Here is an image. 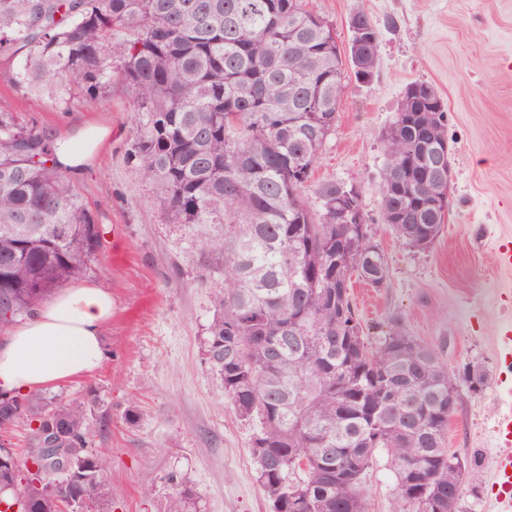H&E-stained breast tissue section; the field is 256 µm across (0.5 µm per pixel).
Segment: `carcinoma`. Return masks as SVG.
<instances>
[{"instance_id":"1","label":"carcinoma","mask_w":512,"mask_h":512,"mask_svg":"<svg viewBox=\"0 0 512 512\" xmlns=\"http://www.w3.org/2000/svg\"><path fill=\"white\" fill-rule=\"evenodd\" d=\"M352 54L302 0H0V59L27 51L14 83L51 80L89 103L132 89L136 168L160 186L168 218L223 256L204 342L238 415L258 418L257 481L275 512H365L363 478L383 451L399 512H460L466 468L448 465V390L438 352L395 319L367 347L350 295L379 282V247L345 224L342 184L303 196L347 95L346 67L374 75L380 31L350 17ZM383 134L382 216L407 245L432 244L444 222L446 109L414 82ZM101 228L55 161L51 136L0 100V325L32 316L83 277ZM35 440L53 430L72 473L15 448L0 495L24 512H112L108 455L91 447L90 404L40 393L0 400ZM327 453L328 466L317 462ZM304 478L290 482V472ZM169 512H197L187 485Z\"/></svg>"}]
</instances>
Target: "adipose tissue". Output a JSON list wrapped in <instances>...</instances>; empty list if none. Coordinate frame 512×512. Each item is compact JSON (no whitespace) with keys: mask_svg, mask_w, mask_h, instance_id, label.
Here are the masks:
<instances>
[{"mask_svg":"<svg viewBox=\"0 0 512 512\" xmlns=\"http://www.w3.org/2000/svg\"><path fill=\"white\" fill-rule=\"evenodd\" d=\"M107 135L92 125L55 133L54 156L69 172H82ZM111 318L110 290L88 281L57 290L33 317L0 337V393L24 396L94 372L103 361L102 330Z\"/></svg>","mask_w":512,"mask_h":512,"instance_id":"ef3b65f1","label":"adipose tissue"}]
</instances>
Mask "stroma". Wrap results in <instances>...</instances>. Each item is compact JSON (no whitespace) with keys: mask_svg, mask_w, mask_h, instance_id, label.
<instances>
[{"mask_svg":"<svg viewBox=\"0 0 512 512\" xmlns=\"http://www.w3.org/2000/svg\"><path fill=\"white\" fill-rule=\"evenodd\" d=\"M307 10L351 36L365 11L380 30L373 80L347 75V96L304 188L357 187L372 239L388 267L376 287L353 280L351 300L369 348L399 317L458 376L446 445L474 477L461 512H489L492 452L502 411L512 405V355L502 328L512 323V270L500 267L498 240L512 237V0H304ZM24 56L0 61V98L20 120L56 132L93 123L108 129L94 163L72 180L103 230L88 280L110 289L112 318L104 358L92 374L46 389L88 396L92 445L112 459V512H168L182 480L198 512H272L257 481L251 440L258 421L241 418L206 360L210 293L222 276L217 256L163 212L159 187L129 158L137 130L133 92L120 81L100 101L58 99L49 82L13 78ZM434 86L447 110L453 203L434 242L414 249L381 214L382 135L408 84ZM484 370L474 391L460 376ZM396 478L379 454L363 484L367 512H396Z\"/></svg>","mask_w":512,"mask_h":512,"instance_id":"35a3bbf8","label":"stroma"}]
</instances>
